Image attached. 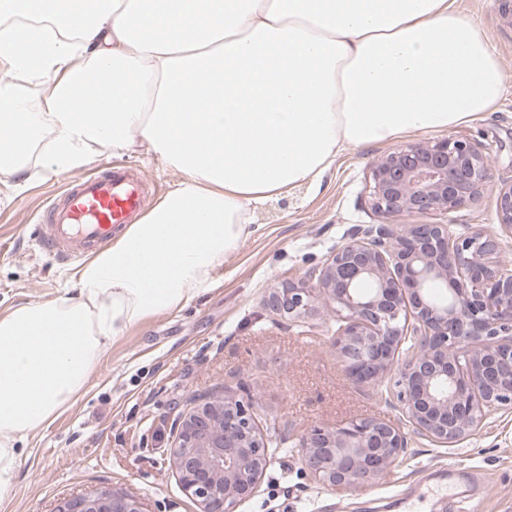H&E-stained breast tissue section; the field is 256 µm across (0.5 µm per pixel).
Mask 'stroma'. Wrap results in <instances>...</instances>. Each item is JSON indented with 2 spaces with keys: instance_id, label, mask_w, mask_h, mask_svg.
<instances>
[{
  "instance_id": "stroma-1",
  "label": "stroma",
  "mask_w": 512,
  "mask_h": 512,
  "mask_svg": "<svg viewBox=\"0 0 512 512\" xmlns=\"http://www.w3.org/2000/svg\"><path fill=\"white\" fill-rule=\"evenodd\" d=\"M489 37L503 71L500 104L459 134L478 144L491 181L477 201L446 212L411 216L455 234L497 232L500 259L512 269V232L499 226L497 188L512 180V0H456ZM376 144L340 153L316 181L299 184L257 207L254 234L227 257L208 293L186 307L147 318L107 349L84 394L25 444L12 498L0 512H56L64 499L100 489L138 497L146 512H195L165 456L173 422L192 400L246 386L262 426L282 443L259 494L239 512H512V409L487 417L474 434L443 446L418 434L388 399L386 385L353 383L336 355L332 304L291 322L266 309L267 293L301 281L358 224H378L371 207L373 162L390 151ZM153 206L181 181L153 156L130 154ZM32 147L25 177L0 178V316L18 304L47 301L69 285L74 266L38 245L37 214L50 195L98 165L47 176ZM363 417L400 425L405 455L387 473L355 489L311 481L300 437L316 424Z\"/></svg>"
}]
</instances>
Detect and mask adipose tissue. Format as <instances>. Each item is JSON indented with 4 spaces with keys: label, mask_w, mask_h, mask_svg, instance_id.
<instances>
[{
    "label": "adipose tissue",
    "mask_w": 512,
    "mask_h": 512,
    "mask_svg": "<svg viewBox=\"0 0 512 512\" xmlns=\"http://www.w3.org/2000/svg\"><path fill=\"white\" fill-rule=\"evenodd\" d=\"M456 0H0V175L44 144L47 173L140 151L182 181L78 267L0 316V502L22 446L107 347L212 288L253 206L336 156L449 130L494 107L498 56ZM21 79L23 82L19 81ZM0 85L11 86L19 90L27 98H36L40 95L41 86L27 77L20 78L18 74L7 70H0Z\"/></svg>",
    "instance_id": "obj_1"
}]
</instances>
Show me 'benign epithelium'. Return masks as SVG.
I'll return each instance as SVG.
<instances>
[{"mask_svg": "<svg viewBox=\"0 0 512 512\" xmlns=\"http://www.w3.org/2000/svg\"><path fill=\"white\" fill-rule=\"evenodd\" d=\"M373 210L384 218L448 212L474 202L491 179L480 148L466 136L398 147L372 165ZM499 224L512 231V182L498 189ZM499 237L455 236L446 224L355 226L306 279L284 283L265 307L290 321L310 317L326 297L340 326L333 345L349 378L375 384L394 373L396 399L415 429L451 446L512 406V270ZM431 281L452 285L439 304ZM277 434L259 426L238 395L204 396L180 412L168 462L197 512H238L260 490ZM310 480L364 485L405 453L391 423L365 418L314 426L299 440ZM58 512H145L135 496L102 489L67 499Z\"/></svg>", "mask_w": 512, "mask_h": 512, "instance_id": "1", "label": "benign epithelium"}]
</instances>
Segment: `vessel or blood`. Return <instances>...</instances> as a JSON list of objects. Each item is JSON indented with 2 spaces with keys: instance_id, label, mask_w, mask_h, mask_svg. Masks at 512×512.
I'll return each instance as SVG.
<instances>
[{
  "instance_id": "b4317fda",
  "label": "vessel or blood",
  "mask_w": 512,
  "mask_h": 512,
  "mask_svg": "<svg viewBox=\"0 0 512 512\" xmlns=\"http://www.w3.org/2000/svg\"><path fill=\"white\" fill-rule=\"evenodd\" d=\"M143 206V182L128 168L111 166L80 177L46 203L40 216L41 246L63 259L103 249L115 229L130 223Z\"/></svg>"
}]
</instances>
